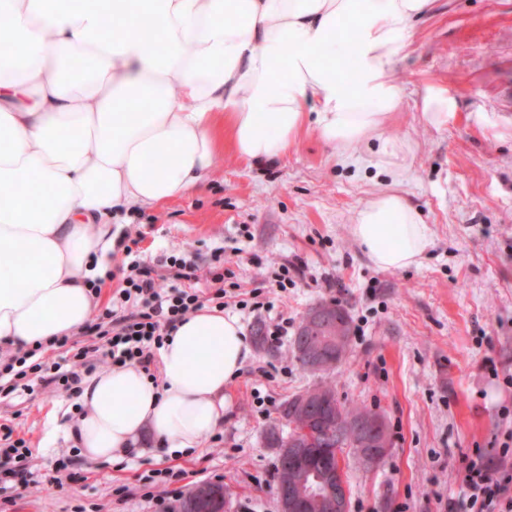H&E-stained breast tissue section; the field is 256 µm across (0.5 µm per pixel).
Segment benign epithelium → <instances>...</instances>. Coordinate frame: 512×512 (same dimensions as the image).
Wrapping results in <instances>:
<instances>
[{
	"mask_svg": "<svg viewBox=\"0 0 512 512\" xmlns=\"http://www.w3.org/2000/svg\"><path fill=\"white\" fill-rule=\"evenodd\" d=\"M348 320L338 309L318 304L301 320L299 327L304 335H317V341L304 347L305 369L319 373L333 365L330 352L340 348V330ZM295 410L301 414L318 410L324 417L333 418L339 413L329 395L316 399L301 396L295 401ZM354 432L360 437V455L367 462L381 461L389 448V439L382 418L359 420ZM310 439L304 433L297 432L285 437L283 449L279 456V468L283 473L298 471L308 466V446ZM278 512H308L318 504L328 512H349V489L342 467L334 472H323L320 477L310 482H280L275 491ZM171 512H227V506L213 502L210 489L200 484L173 506Z\"/></svg>",
	"mask_w": 512,
	"mask_h": 512,
	"instance_id": "1",
	"label": "benign epithelium"
}]
</instances>
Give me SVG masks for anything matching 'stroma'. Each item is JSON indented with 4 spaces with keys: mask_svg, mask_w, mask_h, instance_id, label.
<instances>
[{
    "mask_svg": "<svg viewBox=\"0 0 512 512\" xmlns=\"http://www.w3.org/2000/svg\"><path fill=\"white\" fill-rule=\"evenodd\" d=\"M393 76L403 101L388 135L411 142L404 194L431 229L416 265L373 264L353 233L356 210L389 187L375 167L343 165L316 132L283 158L215 159L207 184L191 196L132 215L115 238L138 239L142 259L159 266L180 254L211 287L216 250L239 287L236 316L251 354L224 388V423L201 447L171 456L145 450L115 462L86 461L75 442L53 435L73 415L68 392L20 389L0 396V424L13 426L33 455L29 484L0 499V512H167L177 493L224 484L230 512H277L278 450L268 432L287 433L281 406L329 383L348 405L385 422L390 452L364 465L343 464L350 512H446L464 495V458L483 453L505 470L512 455V106L500 90L512 82V0H433L417 20ZM445 90L458 116L438 129L421 113L427 87ZM301 260L294 286H275L279 267ZM262 288L266 306L247 299ZM344 306L354 329L342 364L312 374L297 361L291 333L321 302ZM286 318L289 337L266 344L264 324ZM495 367H487L486 357ZM70 475L55 482V463ZM184 470L177 484L151 481Z\"/></svg>",
    "mask_w": 512,
    "mask_h": 512,
    "instance_id": "1",
    "label": "stroma"
}]
</instances>
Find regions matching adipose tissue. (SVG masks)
<instances>
[{
  "label": "adipose tissue",
  "mask_w": 512,
  "mask_h": 512,
  "mask_svg": "<svg viewBox=\"0 0 512 512\" xmlns=\"http://www.w3.org/2000/svg\"><path fill=\"white\" fill-rule=\"evenodd\" d=\"M430 6L0 0V344H46L92 318L113 223L199 191L224 147L272 160L309 130L342 162L390 174L353 233L380 268L416 264L430 228L399 189L412 145L386 122L403 97L394 67ZM73 56L84 66L68 76ZM250 353L237 317L202 307L160 349L159 380L136 366L87 378L67 434L93 462L122 458L146 433L169 453L201 447Z\"/></svg>",
  "instance_id": "1"
}]
</instances>
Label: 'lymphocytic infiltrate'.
<instances>
[{
  "mask_svg": "<svg viewBox=\"0 0 512 512\" xmlns=\"http://www.w3.org/2000/svg\"><path fill=\"white\" fill-rule=\"evenodd\" d=\"M174 283H167L152 267L130 263L129 273L118 290L119 305L105 314L102 322L88 325L100 346H82L73 355L70 370L46 376L45 382L80 394L86 375L98 366L136 365L150 369L156 353L164 346L185 317L201 308L202 301L192 281L198 280V266L183 257H170ZM31 449L24 439L13 436L11 427L0 424V494L26 481ZM464 498L468 512H512V471L495 467L485 457L469 461L464 468Z\"/></svg>",
  "mask_w": 512,
  "mask_h": 512,
  "instance_id": "1",
  "label": "lymphocytic infiltrate"
}]
</instances>
